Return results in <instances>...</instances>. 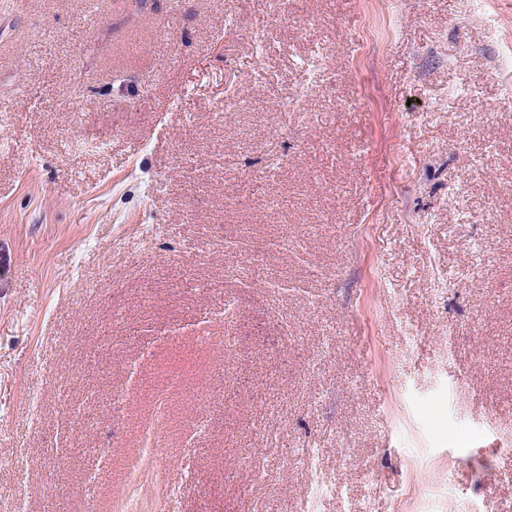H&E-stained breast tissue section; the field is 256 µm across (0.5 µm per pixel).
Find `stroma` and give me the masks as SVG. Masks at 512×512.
I'll list each match as a JSON object with an SVG mask.
<instances>
[{"label":"stroma","instance_id":"35a3bbf8","mask_svg":"<svg viewBox=\"0 0 512 512\" xmlns=\"http://www.w3.org/2000/svg\"><path fill=\"white\" fill-rule=\"evenodd\" d=\"M511 48L512 0H0V512L104 459L97 512H512Z\"/></svg>","mask_w":512,"mask_h":512}]
</instances>
